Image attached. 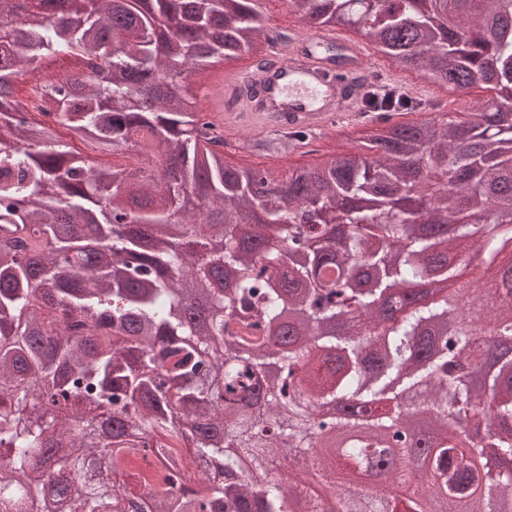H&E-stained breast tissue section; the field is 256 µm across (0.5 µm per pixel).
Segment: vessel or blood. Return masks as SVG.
<instances>
[{
    "label": "vessel or blood",
    "mask_w": 512,
    "mask_h": 512,
    "mask_svg": "<svg viewBox=\"0 0 512 512\" xmlns=\"http://www.w3.org/2000/svg\"><path fill=\"white\" fill-rule=\"evenodd\" d=\"M382 79L364 40L309 27L289 46L268 41L259 58L225 72L207 109L223 118L229 138L243 128L266 132L273 117L279 128L315 134L352 120L362 93Z\"/></svg>",
    "instance_id": "vessel-or-blood-1"
}]
</instances>
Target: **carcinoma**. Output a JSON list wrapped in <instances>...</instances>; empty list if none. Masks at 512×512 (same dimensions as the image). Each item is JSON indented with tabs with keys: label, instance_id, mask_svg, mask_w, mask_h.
Listing matches in <instances>:
<instances>
[{
	"label": "carcinoma",
	"instance_id": "carcinoma-1",
	"mask_svg": "<svg viewBox=\"0 0 512 512\" xmlns=\"http://www.w3.org/2000/svg\"><path fill=\"white\" fill-rule=\"evenodd\" d=\"M259 0H22L0 9V512H288L321 498L302 477L288 486L229 482L231 468L263 473L294 448L313 447L306 416L351 395L353 411L328 418L356 428L348 456L382 463L380 433L428 414L493 417L495 451H512V355L489 358L484 327L512 340V102L463 106L444 124L408 120L419 104L398 94L363 113L362 152L312 175L287 174L280 198L261 168L224 162V125L184 97L187 72L254 55L266 34ZM313 26H361L362 39L403 67L424 64L434 82L472 87L488 76L512 87V36L481 17L444 24L423 0H287ZM64 56L73 69L53 77ZM29 80L35 111L15 88ZM63 127L122 165H96L57 139ZM286 154L279 139L249 142ZM452 174L450 195L437 181ZM427 196L436 207L404 210ZM327 209L353 224L345 239L312 234L302 214ZM438 264L446 293L419 284ZM326 265L342 281L325 283ZM345 316L325 304L337 288ZM459 296L470 327L456 328ZM286 319L293 334L272 342ZM242 356L224 374V339ZM380 345L382 374L426 382L417 411L382 408L362 355ZM480 357L487 384L459 372ZM310 369L297 389L290 360ZM285 363L271 383L268 363ZM288 414V441L281 440ZM431 459L416 444L392 451L386 479L441 498L457 512L484 488L483 512L512 505V478L474 469L483 442L436 434ZM204 460L198 489L183 487L170 453ZM343 512H422L385 487L350 489Z\"/></svg>",
	"mask_w": 512,
	"mask_h": 512
}]
</instances>
